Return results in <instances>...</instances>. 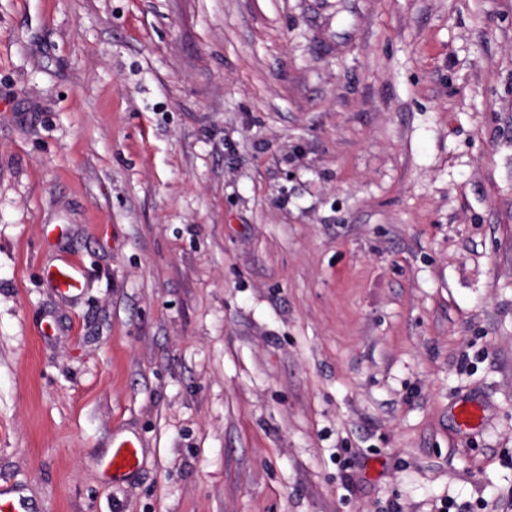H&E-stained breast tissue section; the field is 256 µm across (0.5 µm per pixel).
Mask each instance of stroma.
<instances>
[{
	"instance_id": "obj_1",
	"label": "stroma",
	"mask_w": 512,
	"mask_h": 512,
	"mask_svg": "<svg viewBox=\"0 0 512 512\" xmlns=\"http://www.w3.org/2000/svg\"><path fill=\"white\" fill-rule=\"evenodd\" d=\"M0 492L512 512V0H0ZM139 463L137 446L130 441H121L113 446L112 455L102 464L112 480L124 477Z\"/></svg>"
}]
</instances>
